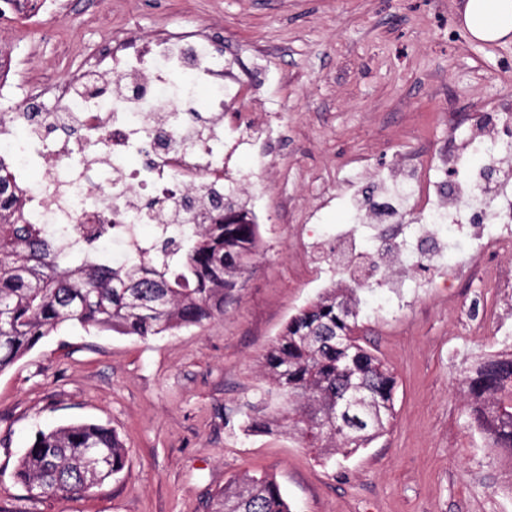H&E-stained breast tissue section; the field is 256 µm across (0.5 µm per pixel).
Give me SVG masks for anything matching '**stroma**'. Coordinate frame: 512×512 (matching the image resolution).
Instances as JSON below:
<instances>
[{"instance_id": "stroma-1", "label": "stroma", "mask_w": 512, "mask_h": 512, "mask_svg": "<svg viewBox=\"0 0 512 512\" xmlns=\"http://www.w3.org/2000/svg\"><path fill=\"white\" fill-rule=\"evenodd\" d=\"M70 2L60 21H0L18 89L89 63L127 23L210 27L249 76L225 128L277 115L252 190L268 220L223 316L146 339L67 326L0 373V512H211L227 479L264 474L297 512H512V457L485 447L458 384L463 364L501 349L504 291L457 276L467 252L414 302L359 290L361 334L397 380L393 426L369 448L334 466L282 429L246 434L243 417L269 389L265 350L322 291L334 229L354 219L351 184L392 181L415 153L434 191L466 116L512 101V41L470 39L463 0ZM73 422L112 427L128 468L88 494L29 498L19 457L37 430Z\"/></svg>"}]
</instances>
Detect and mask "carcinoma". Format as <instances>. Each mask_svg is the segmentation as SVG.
Here are the masks:
<instances>
[{
	"instance_id": "1",
	"label": "carcinoma",
	"mask_w": 512,
	"mask_h": 512,
	"mask_svg": "<svg viewBox=\"0 0 512 512\" xmlns=\"http://www.w3.org/2000/svg\"><path fill=\"white\" fill-rule=\"evenodd\" d=\"M20 187L0 156V373L40 340L67 324L147 338L224 314L259 247L258 225L230 202L218 224H184L161 236L147 258L114 263L101 238L64 248L71 229L26 224L17 206ZM352 288H328L292 316L262 356V368L283 401L270 420L252 408L245 429L274 421L324 460L347 457L383 436L394 419L396 377L359 336ZM466 411L498 448L512 454V353L487 355L459 373ZM363 397L347 427L336 403ZM128 452L109 426L70 423L40 430L15 468L32 498L86 494L119 476ZM212 512H292L268 476L229 479Z\"/></svg>"
}]
</instances>
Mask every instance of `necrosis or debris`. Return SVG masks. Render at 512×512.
<instances>
[{
  "instance_id": "4bbe7bcc",
  "label": "necrosis or debris",
  "mask_w": 512,
  "mask_h": 512,
  "mask_svg": "<svg viewBox=\"0 0 512 512\" xmlns=\"http://www.w3.org/2000/svg\"><path fill=\"white\" fill-rule=\"evenodd\" d=\"M13 76L0 70V154L13 158L27 223L74 225L82 236L108 224L127 253L145 252L150 244L138 238L136 225L175 228L188 221L185 197L203 208L257 176L232 164L240 152L255 151L256 141L244 128L224 133L230 70L206 28L152 38L135 28L116 32L91 68L33 88L32 97L47 102L41 112L14 101ZM479 141L492 146L484 161L466 179H451V194L430 201L421 221L437 230L454 225L445 239L449 251L464 242L475 259L490 247L511 257L512 116L472 130L449 153V165ZM33 165L44 171L41 184L26 179ZM398 176V192L374 196L360 227L337 230V244L367 236L376 224L404 222L417 174L402 167ZM414 251L406 239L394 247L392 266L415 274L387 277L381 289L398 297L406 288L429 287L436 267Z\"/></svg>"
}]
</instances>
